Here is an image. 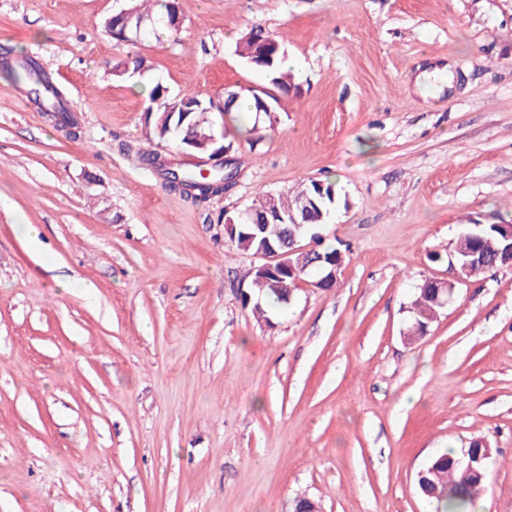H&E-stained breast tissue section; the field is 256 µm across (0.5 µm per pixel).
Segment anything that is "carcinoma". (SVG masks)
<instances>
[{"label": "carcinoma", "instance_id": "1", "mask_svg": "<svg viewBox=\"0 0 512 512\" xmlns=\"http://www.w3.org/2000/svg\"><path fill=\"white\" fill-rule=\"evenodd\" d=\"M159 9L154 13L136 5L114 13L106 23L107 32L113 39L123 42L135 41L148 30L156 31L160 19H168L176 12H182V0H150ZM125 32L128 38L120 33ZM239 53L245 61L259 68L266 75L273 90L288 95V90L298 87L295 76L282 69L283 52L278 41L261 29L251 30L239 44ZM4 75L16 85L27 89L34 96V102L43 112L53 117L63 126L74 128L76 120L70 113L65 101L63 90L58 87L32 60L16 66L12 64L0 68ZM214 103L205 102L192 94L168 96L161 86H156L150 95L147 111L152 113L150 131L147 140L150 142L167 143L176 150L186 147V141L195 139L209 132V119L212 118ZM189 113L187 120H181L182 113ZM310 197L313 203L307 208V230H312L327 220L328 211L335 207L332 199L338 197L336 184L323 181V193H318L314 181L301 182L274 196L277 207L285 212L288 208L304 197ZM471 228L462 229L456 240L457 247L463 251L471 249L482 252L488 259L496 261L495 267L502 266L501 250L504 241L497 230L491 225H484L478 230L480 238L470 237ZM250 288L259 296H272L281 306L290 304L295 290V278L284 275L268 280L259 279L254 271L248 272ZM412 326L416 335L421 336L425 325L431 323L432 304L429 294L418 292L413 302ZM461 454L448 453L434 457L423 469L418 483L423 487V496L434 499L443 509L451 508L453 512H473L479 493L484 487L483 465H475V470L466 471L458 460Z\"/></svg>", "mask_w": 512, "mask_h": 512}]
</instances>
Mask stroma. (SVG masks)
Returning <instances> with one entry per match:
<instances>
[{"label":"stroma","mask_w":512,"mask_h":512,"mask_svg":"<svg viewBox=\"0 0 512 512\" xmlns=\"http://www.w3.org/2000/svg\"><path fill=\"white\" fill-rule=\"evenodd\" d=\"M129 3L0 0V58L78 121L0 76V512H430L418 472L476 440L480 504L512 512V267L405 338L461 227L512 223V0H182L178 37L124 44ZM253 28L300 91L249 134L214 113L241 167L197 202L138 157L149 94L266 86L235 52ZM308 180L338 188L319 232L345 261L256 318L224 217ZM2 71L16 85L26 88L34 96V102L43 112L53 114L62 126L77 127L73 115L65 101L63 90L58 87L32 60H26L17 66L4 65Z\"/></svg>","instance_id":"obj_1"}]
</instances>
